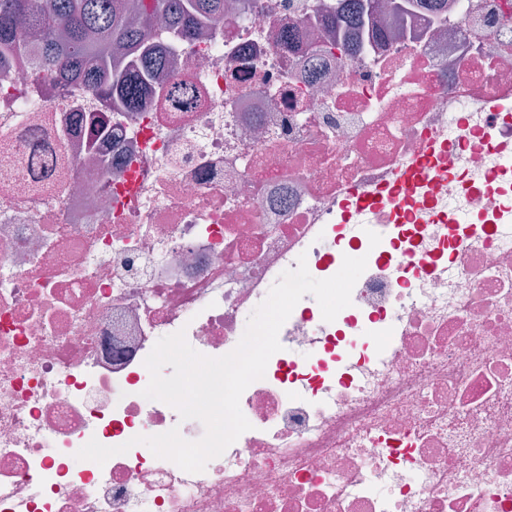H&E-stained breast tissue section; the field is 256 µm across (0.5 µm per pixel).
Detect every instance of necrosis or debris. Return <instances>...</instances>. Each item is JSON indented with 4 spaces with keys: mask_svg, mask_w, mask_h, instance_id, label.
Masks as SVG:
<instances>
[{
    "mask_svg": "<svg viewBox=\"0 0 512 512\" xmlns=\"http://www.w3.org/2000/svg\"><path fill=\"white\" fill-rule=\"evenodd\" d=\"M346 2L157 23L136 112L0 53V512H512V0ZM347 256L251 430L195 474L131 445L204 434L142 395L160 338L225 355L298 258Z\"/></svg>",
    "mask_w": 512,
    "mask_h": 512,
    "instance_id": "necrosis-or-debris-1",
    "label": "necrosis or debris"
}]
</instances>
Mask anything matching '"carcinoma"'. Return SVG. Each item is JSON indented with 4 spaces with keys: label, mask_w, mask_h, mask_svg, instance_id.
Here are the masks:
<instances>
[{
    "label": "carcinoma",
    "mask_w": 512,
    "mask_h": 512,
    "mask_svg": "<svg viewBox=\"0 0 512 512\" xmlns=\"http://www.w3.org/2000/svg\"><path fill=\"white\" fill-rule=\"evenodd\" d=\"M193 14L220 17L224 0H0V52H38L44 68L79 72L91 87L99 74L111 72L125 90L124 107L133 112L142 106L140 74L130 68L112 71L108 46L143 45L158 16L191 39Z\"/></svg>",
    "instance_id": "carcinoma-1"
}]
</instances>
